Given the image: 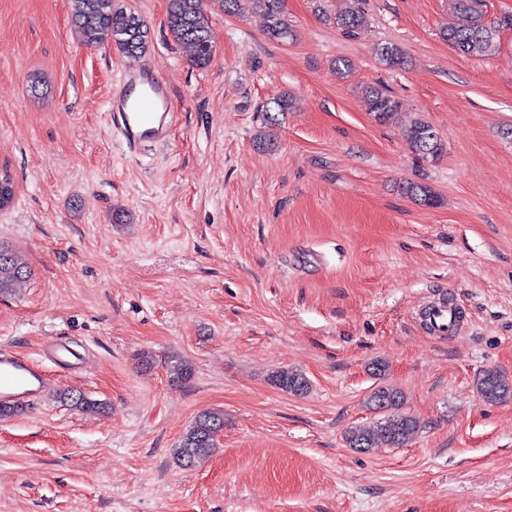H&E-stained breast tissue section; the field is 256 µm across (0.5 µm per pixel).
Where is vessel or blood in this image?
Instances as JSON below:
<instances>
[{
	"label": "vessel or blood",
	"mask_w": 512,
	"mask_h": 512,
	"mask_svg": "<svg viewBox=\"0 0 512 512\" xmlns=\"http://www.w3.org/2000/svg\"><path fill=\"white\" fill-rule=\"evenodd\" d=\"M110 104L115 129L133 149L164 140L174 121L169 88L145 67L126 75ZM433 319L436 336L452 334L453 302L445 298L436 303ZM43 381L40 369L28 359L7 349L0 350V400H30L41 393Z\"/></svg>",
	"instance_id": "vessel-or-blood-1"
}]
</instances>
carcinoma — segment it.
Masks as SVG:
<instances>
[{"instance_id":"obj_1","label":"carcinoma","mask_w":512,"mask_h":512,"mask_svg":"<svg viewBox=\"0 0 512 512\" xmlns=\"http://www.w3.org/2000/svg\"><path fill=\"white\" fill-rule=\"evenodd\" d=\"M71 23L87 47L113 43L127 54H142L147 49V27L144 20L132 11L114 6V0H70ZM250 4L263 12L266 34L275 41L286 42L290 27L284 11V0H224V8L237 14ZM366 23L363 11L352 6L336 17L337 26L347 33H356ZM167 28L177 42L192 51V62L202 68L208 65L213 53V37L209 19L203 8V0H168ZM512 26L507 16L495 23L487 20L486 0H455V20L441 32L442 38L464 56H487L499 48L502 29ZM380 61L388 68L405 65V51L397 44H386L380 49ZM369 111L380 123L389 121L400 112V103L385 89H365ZM274 107L265 110L266 121L275 123L278 117L291 108L287 95L273 101ZM407 144L415 155L423 159H435L444 150V144L435 129L425 121L410 123L406 131ZM404 191L425 206H435L437 195L421 183H409ZM29 270L21 255L10 245L0 242V296L12 294L28 278ZM279 389L300 395L307 391L309 382L304 374L281 369L271 376ZM482 399L497 403L512 395V383L496 371H488L478 381ZM64 400L82 412H96L101 408L98 401L80 391L70 392ZM403 403L402 393L387 386L374 389L367 398V405L384 414L374 429L352 427L345 434L351 448L365 451L381 446L398 447L413 438L417 421L398 412ZM224 429V416L217 412L200 413L181 436L175 448V458L183 467H193L206 459L219 433Z\"/></svg>"}]
</instances>
